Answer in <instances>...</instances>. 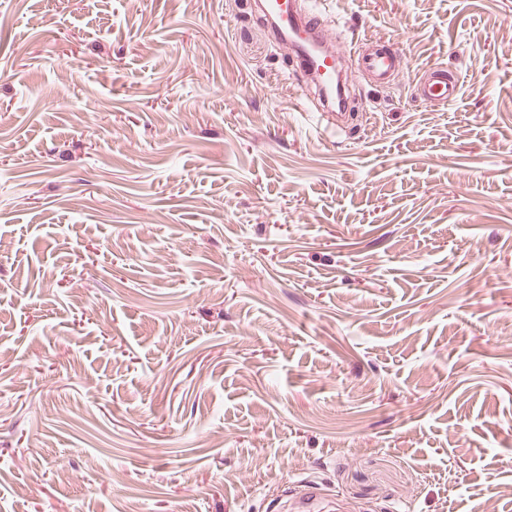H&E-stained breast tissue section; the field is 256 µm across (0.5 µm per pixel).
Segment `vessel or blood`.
Returning <instances> with one entry per match:
<instances>
[{
    "label": "vessel or blood",
    "instance_id": "1",
    "mask_svg": "<svg viewBox=\"0 0 512 512\" xmlns=\"http://www.w3.org/2000/svg\"><path fill=\"white\" fill-rule=\"evenodd\" d=\"M261 10L272 22L273 37L293 47L298 68L317 81L323 94L335 95L339 81L336 62L345 56L356 58L363 75L373 82L388 80L403 67L404 56L399 49L376 42L360 41L346 49H327L324 17L315 8L301 12L295 0H262ZM460 88L458 74L432 65L422 72L414 92L422 101L449 106L456 101Z\"/></svg>",
    "mask_w": 512,
    "mask_h": 512
}]
</instances>
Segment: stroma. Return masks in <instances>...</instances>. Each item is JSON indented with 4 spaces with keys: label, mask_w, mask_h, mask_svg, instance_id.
<instances>
[{
    "label": "stroma",
    "mask_w": 512,
    "mask_h": 512,
    "mask_svg": "<svg viewBox=\"0 0 512 512\" xmlns=\"http://www.w3.org/2000/svg\"><path fill=\"white\" fill-rule=\"evenodd\" d=\"M327 14L0 0V512H512V0ZM262 13L272 22V35L279 41L288 42L293 47L297 67L312 81H317L320 91L329 95L334 102L336 84L340 77L336 74L335 61L352 55L359 68L371 82L385 81L398 74L404 63L403 53L398 48L386 47L377 42L362 40L348 49L336 44L332 49L325 42L327 34L323 13L313 6L299 13L295 0L256 1ZM323 48L329 54L323 56ZM461 88V79L457 73H450L441 65H432L424 70L417 80L415 96L429 103L452 105Z\"/></svg>",
    "instance_id": "35a3bbf8"
}]
</instances>
